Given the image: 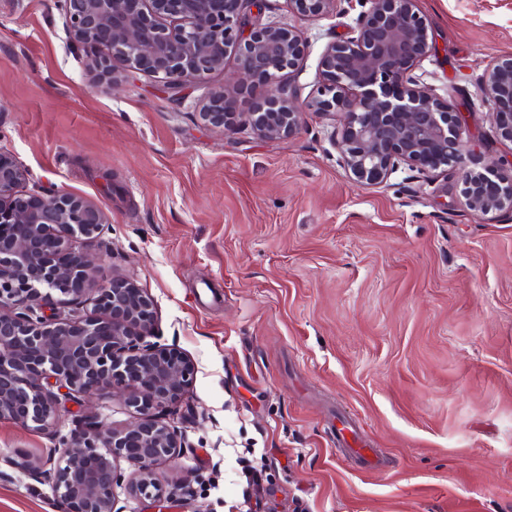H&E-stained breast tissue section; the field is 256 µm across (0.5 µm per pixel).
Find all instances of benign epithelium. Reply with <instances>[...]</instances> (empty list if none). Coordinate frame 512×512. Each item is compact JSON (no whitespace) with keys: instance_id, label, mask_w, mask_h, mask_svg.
<instances>
[{"instance_id":"1","label":"benign epithelium","mask_w":512,"mask_h":512,"mask_svg":"<svg viewBox=\"0 0 512 512\" xmlns=\"http://www.w3.org/2000/svg\"><path fill=\"white\" fill-rule=\"evenodd\" d=\"M361 11L353 34L330 42L318 62L319 84L303 103L272 91L304 55L292 28L266 24L245 29L244 0H57L69 40L106 54L92 67L115 82L112 62L164 81L178 94L188 82L224 70L229 50L237 70L212 90L198 115L228 132L241 125L266 139L299 131L305 111L334 121V144L350 178L381 184L400 168L462 169L467 208L512 211V160L483 171L467 169L462 113L409 76L433 50L415 0H355ZM299 18L323 16L338 0H287ZM244 87L257 96L247 112H230L228 94ZM484 103L497 136L512 144V57L493 63L482 79ZM25 172L0 149V421L49 428L69 401L100 384L126 397L136 421L107 435L88 427L65 437L57 465L31 470L49 484L66 512H122L114 487L163 507L175 492L155 466L177 457L184 440L156 414L178 401L193 376L180 353L146 341L155 305L132 281L105 280L81 241L100 236L108 215L73 194L23 195ZM89 297L87 313L54 301ZM50 307L45 314L44 307ZM137 465L124 476L121 463Z\"/></svg>"}]
</instances>
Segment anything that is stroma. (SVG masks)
Here are the masks:
<instances>
[{"label":"stroma","mask_w":512,"mask_h":512,"mask_svg":"<svg viewBox=\"0 0 512 512\" xmlns=\"http://www.w3.org/2000/svg\"><path fill=\"white\" fill-rule=\"evenodd\" d=\"M417 9L434 49L411 74L466 103V167L512 158L480 93L489 64L512 56V0ZM359 11L339 0L301 19L259 0L242 20L301 35L280 85L304 101ZM63 24L55 0H0V148L27 173L22 193L70 192L108 214L83 250L153 299L155 343L194 364L159 414L184 448L156 476L190 480L171 512H512V212L469 210L450 167L356 184L314 112L277 140L204 125L197 105L235 56L176 101L120 63L116 83L98 79V49ZM135 418L101 388L49 430L0 421V512H64L29 461L86 424ZM343 422L379 469L338 445Z\"/></svg>","instance_id":"1"}]
</instances>
